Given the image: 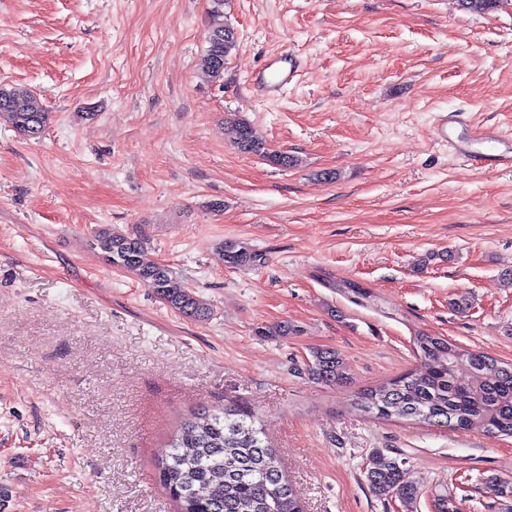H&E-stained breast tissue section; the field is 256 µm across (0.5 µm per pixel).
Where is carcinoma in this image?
<instances>
[{"label":"carcinoma","mask_w":512,"mask_h":512,"mask_svg":"<svg viewBox=\"0 0 512 512\" xmlns=\"http://www.w3.org/2000/svg\"><path fill=\"white\" fill-rule=\"evenodd\" d=\"M213 2L201 68L220 82L237 38L234 28L221 20L224 0ZM1 114L28 137L39 136L48 120L41 100L18 85H0ZM225 123L242 153L265 156L263 142L247 120L235 117ZM95 241L112 266L134 274L174 312L194 320L210 314L207 304L177 282L167 266L145 259L141 239L104 227ZM262 260L254 250L224 243V262L230 267L254 266ZM413 343L425 366L357 393L354 407L378 419L512 437V363L426 332L414 336ZM306 367L312 379L326 385L345 379L346 364L334 349L312 350ZM156 468L178 512H302L255 414L235 401L202 408L181 421L159 453ZM365 474L369 489L379 497L410 503L420 495L407 470L381 452L370 456Z\"/></svg>","instance_id":"carcinoma-1"}]
</instances>
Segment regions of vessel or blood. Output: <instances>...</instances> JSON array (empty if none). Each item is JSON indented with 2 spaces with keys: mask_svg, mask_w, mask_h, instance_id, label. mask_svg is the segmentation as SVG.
Instances as JSON below:
<instances>
[{
  "mask_svg": "<svg viewBox=\"0 0 512 512\" xmlns=\"http://www.w3.org/2000/svg\"><path fill=\"white\" fill-rule=\"evenodd\" d=\"M298 74L296 57L284 53L271 59L254 77L257 91L273 96ZM435 135L467 164L493 170L512 168V134L494 125H475L459 112H442L435 119Z\"/></svg>",
  "mask_w": 512,
  "mask_h": 512,
  "instance_id": "1",
  "label": "vessel or blood"
}]
</instances>
